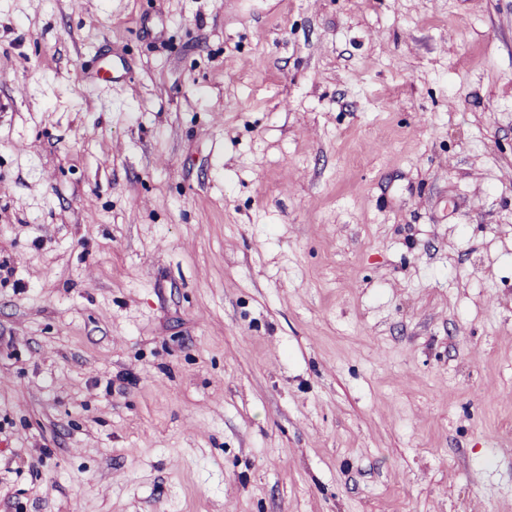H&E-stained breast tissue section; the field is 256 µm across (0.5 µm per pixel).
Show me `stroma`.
<instances>
[{
  "label": "stroma",
  "mask_w": 512,
  "mask_h": 512,
  "mask_svg": "<svg viewBox=\"0 0 512 512\" xmlns=\"http://www.w3.org/2000/svg\"><path fill=\"white\" fill-rule=\"evenodd\" d=\"M0 512H512V0H0Z\"/></svg>",
  "instance_id": "35a3bbf8"
}]
</instances>
